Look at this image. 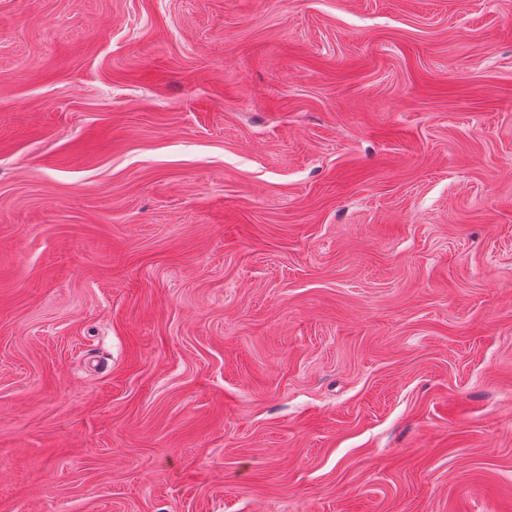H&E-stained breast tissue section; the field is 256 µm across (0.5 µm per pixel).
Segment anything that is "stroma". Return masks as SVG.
I'll return each instance as SVG.
<instances>
[{
    "instance_id": "1",
    "label": "stroma",
    "mask_w": 512,
    "mask_h": 512,
    "mask_svg": "<svg viewBox=\"0 0 512 512\" xmlns=\"http://www.w3.org/2000/svg\"><path fill=\"white\" fill-rule=\"evenodd\" d=\"M0 512H512V0H0Z\"/></svg>"
}]
</instances>
